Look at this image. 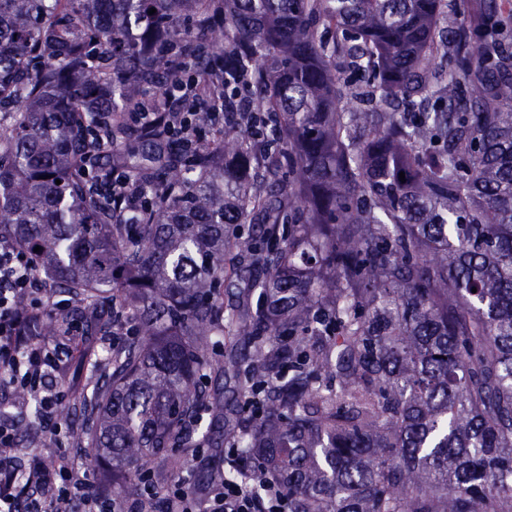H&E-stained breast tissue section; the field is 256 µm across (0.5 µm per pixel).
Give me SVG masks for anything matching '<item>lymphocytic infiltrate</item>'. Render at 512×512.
Here are the masks:
<instances>
[{"label": "lymphocytic infiltrate", "mask_w": 512, "mask_h": 512, "mask_svg": "<svg viewBox=\"0 0 512 512\" xmlns=\"http://www.w3.org/2000/svg\"><path fill=\"white\" fill-rule=\"evenodd\" d=\"M43 273L23 250L0 243V394L23 391L38 400L44 413L56 421L53 443L55 466L45 470L42 450L19 459V433L14 421L0 419V512H145L147 502L161 503L163 512H283L284 505L271 494L254 488L259 472L256 463L239 459L236 449L224 451L227 464H239L241 479H226L206 497H198L189 471L169 476L164 485L143 488L136 502L99 496L87 473V453H69L61 446L66 424L60 418L66 399L63 388L50 384V376L61 369L60 342L53 337L40 340L26 333L27 314L59 309L53 291L44 288ZM29 301L28 313L16 306L17 297ZM51 485L54 495L43 492Z\"/></svg>", "instance_id": "1"}]
</instances>
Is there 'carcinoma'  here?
Instances as JSON below:
<instances>
[{"instance_id":"cac0c4a2","label":"carcinoma","mask_w":512,"mask_h":512,"mask_svg":"<svg viewBox=\"0 0 512 512\" xmlns=\"http://www.w3.org/2000/svg\"><path fill=\"white\" fill-rule=\"evenodd\" d=\"M465 5L0 0V238L74 296L80 343L116 340L61 410L102 493L165 476L206 414L288 512H512V0ZM114 169L151 192L134 213ZM229 328L251 350L212 358Z\"/></svg>"}]
</instances>
